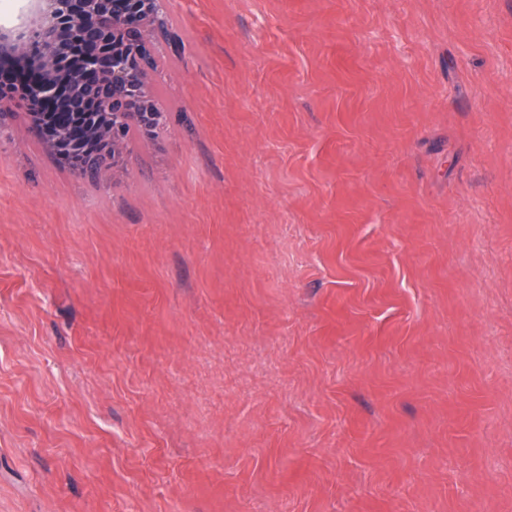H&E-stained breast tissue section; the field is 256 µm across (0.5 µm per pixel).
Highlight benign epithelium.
I'll list each match as a JSON object with an SVG mask.
<instances>
[{
    "instance_id": "obj_1",
    "label": "benign epithelium",
    "mask_w": 512,
    "mask_h": 512,
    "mask_svg": "<svg viewBox=\"0 0 512 512\" xmlns=\"http://www.w3.org/2000/svg\"><path fill=\"white\" fill-rule=\"evenodd\" d=\"M25 9L21 24L0 26V83L15 79L37 136L44 115H76L75 134L59 126L44 145L76 150L77 173L103 178L120 167L111 146L126 126L152 135L164 124L134 49L157 33L158 0H28Z\"/></svg>"
}]
</instances>
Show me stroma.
Returning <instances> with one entry per match:
<instances>
[{
  "label": "stroma",
  "mask_w": 512,
  "mask_h": 512,
  "mask_svg": "<svg viewBox=\"0 0 512 512\" xmlns=\"http://www.w3.org/2000/svg\"><path fill=\"white\" fill-rule=\"evenodd\" d=\"M155 136L0 127V512H512V0H162Z\"/></svg>",
  "instance_id": "1"
}]
</instances>
